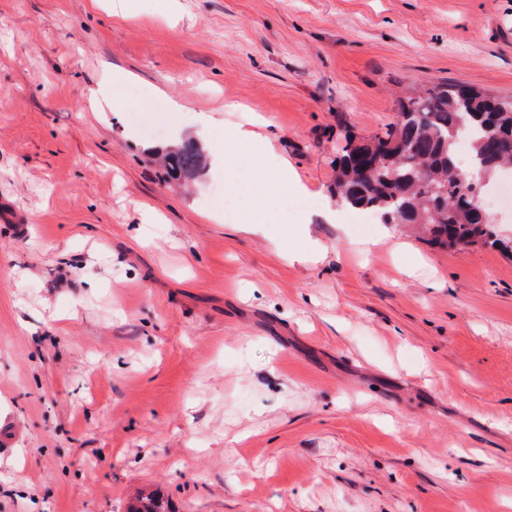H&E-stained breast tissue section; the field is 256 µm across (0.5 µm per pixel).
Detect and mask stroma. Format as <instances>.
Segmentation results:
<instances>
[{
    "label": "stroma",
    "instance_id": "1",
    "mask_svg": "<svg viewBox=\"0 0 512 512\" xmlns=\"http://www.w3.org/2000/svg\"><path fill=\"white\" fill-rule=\"evenodd\" d=\"M107 64L141 95L95 112ZM414 82L512 96V0H0V512H512V256L321 216ZM202 112L259 119L287 223L165 175Z\"/></svg>",
    "mask_w": 512,
    "mask_h": 512
}]
</instances>
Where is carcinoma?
<instances>
[{"label":"carcinoma","mask_w":512,"mask_h":512,"mask_svg":"<svg viewBox=\"0 0 512 512\" xmlns=\"http://www.w3.org/2000/svg\"><path fill=\"white\" fill-rule=\"evenodd\" d=\"M462 135L471 165L487 178L512 166V97L452 84L412 86L383 132L350 138L339 150L333 194L341 206L373 211L382 224L422 225L441 246L503 249L505 239L457 164ZM164 164L170 175L192 178L204 170L205 154L189 141L169 148Z\"/></svg>","instance_id":"obj_1"}]
</instances>
